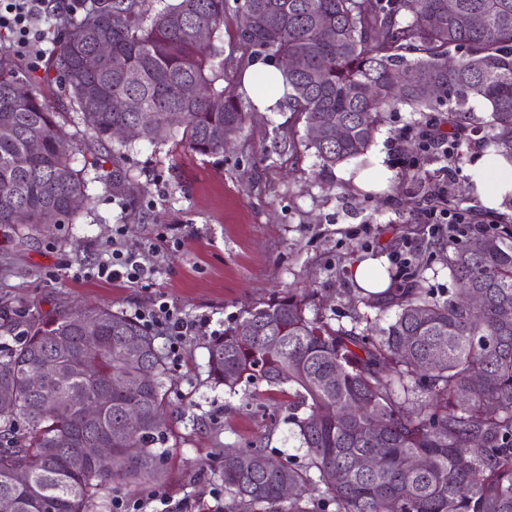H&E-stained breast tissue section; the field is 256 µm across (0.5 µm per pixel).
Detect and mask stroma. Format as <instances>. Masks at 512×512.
Returning a JSON list of instances; mask_svg holds the SVG:
<instances>
[{
    "label": "stroma",
    "instance_id": "obj_1",
    "mask_svg": "<svg viewBox=\"0 0 512 512\" xmlns=\"http://www.w3.org/2000/svg\"><path fill=\"white\" fill-rule=\"evenodd\" d=\"M0 73L37 75L38 93L78 144L88 164L113 172L104 185L90 181L93 202L77 223L43 235L0 227V355L28 324L89 305L137 317L168 302L186 317H203L205 332L175 341L152 327L164 356L171 390L155 446L164 456L161 485H113L109 501L133 506L161 501L177 512L224 505L221 455L263 441L273 458L298 454L288 423V397L264 386L228 393L208 377V346L248 306L274 294L317 292L331 324L350 326L349 299L357 287L348 267L359 255H376L387 269L394 257L419 263L426 285L443 295L454 282L446 266L448 240L409 231L405 217L421 218L419 200L403 182L418 172L428 179L439 163L421 153L407 111L388 112L371 148L385 156L388 187L365 195L346 180L350 160L337 165L331 186L315 182L316 159L288 144L289 112L250 111L241 135L224 152L201 156L171 140L106 149L92 141L54 81L49 58L17 53L0 31ZM152 252L160 271L144 287L97 277L95 265L113 243Z\"/></svg>",
    "mask_w": 512,
    "mask_h": 512
}]
</instances>
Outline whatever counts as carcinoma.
I'll use <instances>...</instances> for the list:
<instances>
[{
	"label": "carcinoma",
	"mask_w": 512,
	"mask_h": 512,
	"mask_svg": "<svg viewBox=\"0 0 512 512\" xmlns=\"http://www.w3.org/2000/svg\"><path fill=\"white\" fill-rule=\"evenodd\" d=\"M455 4L450 16L448 0H238L234 13L253 20L238 27L239 42L277 62L306 58L305 70H283L288 92L276 106L304 130L319 129L301 141L318 160L316 177L351 159L368 167L382 113L402 106L421 116L422 129L441 126L448 143L459 142L475 100L490 109L494 155L512 164V0ZM227 9L226 0H102L70 22L52 56L55 78L100 142L138 125L149 143L178 137L197 154H220L253 106L220 84ZM475 15L477 27L468 22ZM199 28L208 41L196 38ZM101 40L112 43L107 59L96 53ZM185 85L199 94L184 97ZM90 203L76 147L36 81L0 76V226L16 224L21 209L25 228L41 233L46 209L60 226ZM448 271L456 288L446 297L415 271L360 298L370 310H395L377 336L360 327L368 316L355 309L349 328L308 316L315 292L290 288L211 341L214 384L231 392L243 382L288 386V424L305 449L277 470L259 445L224 449V512H512V230L449 239ZM469 294L481 305H464ZM84 314L96 317L100 346L87 347L64 313L28 326L0 359V401L12 403L0 408V499L13 512H103L112 484L162 481L154 416L169 388L155 336L109 307ZM75 356L86 371L48 378V399L32 391L39 367ZM144 372L151 378L137 383ZM111 375L132 384L108 393ZM91 405L99 406L94 421L85 414ZM129 411L142 414L139 427H124ZM91 441L112 447L109 465L78 463ZM285 484L295 489L286 500Z\"/></svg>",
	"instance_id": "1"
}]
</instances>
